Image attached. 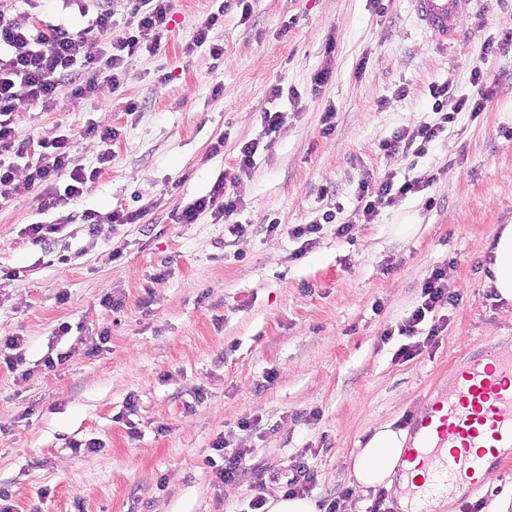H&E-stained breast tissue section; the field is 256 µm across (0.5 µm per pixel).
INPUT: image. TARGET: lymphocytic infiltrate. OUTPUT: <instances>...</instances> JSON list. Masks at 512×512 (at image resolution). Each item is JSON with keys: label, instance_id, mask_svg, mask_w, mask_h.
<instances>
[{"label": "lymphocytic infiltrate", "instance_id": "obj_1", "mask_svg": "<svg viewBox=\"0 0 512 512\" xmlns=\"http://www.w3.org/2000/svg\"><path fill=\"white\" fill-rule=\"evenodd\" d=\"M126 32L113 38L114 13L97 7L92 23L80 29L62 24L21 25L13 22L4 6L0 5V204L34 188H44L48 209H68L76 204L84 184L100 176V167L113 159L110 145L116 133L87 126L84 135L99 139L103 149L99 166L86 167L75 163L73 145L68 136L60 135L41 141L36 163L28 165L25 178H18L16 160L25 158L27 150L19 142L14 127V116L19 107L50 109L59 88L70 85L73 96L82 97L92 92L99 80L118 81L131 60L138 53H155L167 32L171 0H126ZM489 79L484 65L471 71V83L478 87V96L457 95L447 86H430L434 100L431 121L404 127L380 144L388 155H422L428 146L448 132L459 114L469 113L478 118L491 98L485 85ZM432 184L428 178L395 181L393 177L377 179L362 177L357 186L356 201L363 223H371L380 209L393 205L408 194L426 190ZM239 201L226 186L217 180L209 194L198 197L174 209L171 219L176 224L196 223L203 213L223 219L230 235L240 237L245 227L235 219ZM445 268L432 269L425 279L420 302L399 327L404 336L424 334L426 342H433L444 331L448 317L446 310L453 305L443 281Z\"/></svg>", "mask_w": 512, "mask_h": 512}]
</instances>
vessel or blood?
Here are the masks:
<instances>
[{
	"label": "vessel or blood",
	"instance_id": "obj_1",
	"mask_svg": "<svg viewBox=\"0 0 512 512\" xmlns=\"http://www.w3.org/2000/svg\"><path fill=\"white\" fill-rule=\"evenodd\" d=\"M473 0H413L420 27L440 42L453 37ZM404 460L421 472L408 494L421 512H438L461 486L478 490L484 471L512 460V344L481 342L414 420Z\"/></svg>",
	"mask_w": 512,
	"mask_h": 512
}]
</instances>
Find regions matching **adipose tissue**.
Segmentation results:
<instances>
[{"label":"adipose tissue","mask_w":512,"mask_h":512,"mask_svg":"<svg viewBox=\"0 0 512 512\" xmlns=\"http://www.w3.org/2000/svg\"><path fill=\"white\" fill-rule=\"evenodd\" d=\"M489 283L502 300L512 304V224L501 227L486 247ZM409 435L406 430L384 423L367 437L349 462L350 475L361 489L393 490Z\"/></svg>","instance_id":"obj_1"}]
</instances>
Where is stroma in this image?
<instances>
[{
	"label": "stroma",
	"instance_id": "obj_1",
	"mask_svg": "<svg viewBox=\"0 0 512 512\" xmlns=\"http://www.w3.org/2000/svg\"><path fill=\"white\" fill-rule=\"evenodd\" d=\"M83 4L20 0L10 17L82 28L94 18ZM212 5L173 0L161 49L134 57L119 87L102 80L82 98L64 88L51 109L15 116L29 161L39 139L66 134L76 163L102 168L72 211L42 209L40 188L0 207V267L21 271L0 282V356L6 338L25 339L23 364L0 366V490L15 512H251L297 464L313 473L317 503L340 495L341 512H369L381 497L397 512L398 496L354 487L352 453L379 424L411 429L475 343L512 342V304L490 288L485 250L512 224V48L488 62L496 83L478 119L460 114L420 157L378 148L430 115L429 86L472 92L471 70L485 41L502 40L512 0H475L445 44L418 26L412 0H385L381 13L371 0H253L249 18L229 8L213 31L218 60L185 49ZM266 111L288 115L269 136ZM90 124L117 130L111 163L99 164L100 144L84 137ZM256 139L266 147L238 173L240 147ZM365 175L434 182L359 224ZM220 177L234 182L243 237L225 240L208 213L172 223ZM120 208L145 214L108 223ZM336 208L353 222L348 236L332 224L309 245L293 236ZM85 211L101 219L95 235L78 219ZM35 222L63 225L68 263L23 234ZM398 224L419 230L401 239ZM438 266L456 299L448 327L400 359L409 339L395 329ZM108 294L123 299L121 311L102 306ZM63 322L70 334L56 335ZM249 417L257 424L243 429ZM91 440L95 451L72 448ZM223 452L243 459L237 482L215 475ZM479 501L483 512H512V462L439 512Z\"/></svg>",
	"mask_w": 512,
	"mask_h": 512
}]
</instances>
